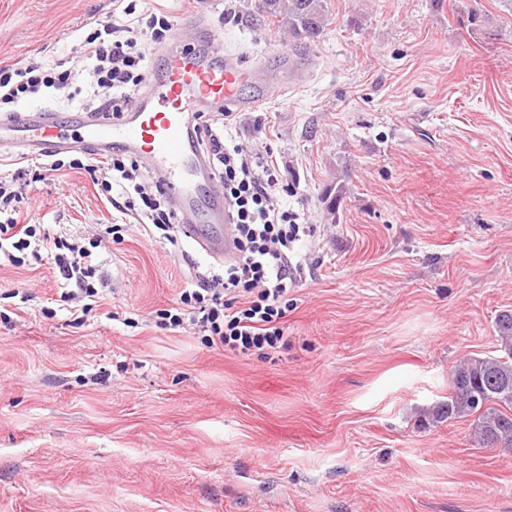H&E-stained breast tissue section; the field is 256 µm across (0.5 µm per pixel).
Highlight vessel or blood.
I'll use <instances>...</instances> for the list:
<instances>
[{"mask_svg": "<svg viewBox=\"0 0 512 512\" xmlns=\"http://www.w3.org/2000/svg\"><path fill=\"white\" fill-rule=\"evenodd\" d=\"M199 25L188 19L173 44L159 52L160 74L150 76L135 107L106 122L84 112H21L0 121V151L23 147L30 153L91 146L107 154L120 149L144 158L176 209L180 234L210 256L231 255L233 232L224 212V189L199 153L194 137L197 113L248 112L256 101L244 86L270 88L265 73L195 42Z\"/></svg>", "mask_w": 512, "mask_h": 512, "instance_id": "1", "label": "vessel or blood"}]
</instances>
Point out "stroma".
<instances>
[{
	"instance_id": "1",
	"label": "stroma",
	"mask_w": 512,
	"mask_h": 512,
	"mask_svg": "<svg viewBox=\"0 0 512 512\" xmlns=\"http://www.w3.org/2000/svg\"><path fill=\"white\" fill-rule=\"evenodd\" d=\"M257 2L148 5L248 64L305 69L246 87L260 103L237 127L315 226L287 347L261 359L157 329L218 262L155 241L87 173L33 183L30 222L100 237L107 285L77 320L50 264L0 267V512H512V453L476 445L472 418L423 422L512 310V6L328 0L302 48ZM474 4L486 27L461 24ZM114 7L0 0V62L61 57Z\"/></svg>"
}]
</instances>
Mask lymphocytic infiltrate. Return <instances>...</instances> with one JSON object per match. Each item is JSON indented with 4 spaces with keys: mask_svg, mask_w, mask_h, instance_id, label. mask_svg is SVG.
<instances>
[{
    "mask_svg": "<svg viewBox=\"0 0 512 512\" xmlns=\"http://www.w3.org/2000/svg\"><path fill=\"white\" fill-rule=\"evenodd\" d=\"M137 2L127 0L119 16L88 27L80 43L81 58L93 74L88 87H79L76 69L59 60L0 67V109L15 112L42 98L66 101L107 120L127 112L147 82L152 56L172 43L175 34L169 15L138 12ZM237 118L234 112H203L197 124L198 146L224 188V210L236 231L235 253L225 260L222 272L183 288L175 306L158 312L157 325L196 330L208 345L232 352L266 355L286 344L298 270L292 259L314 227L288 207L272 157L233 139ZM67 168L108 175L102 189L113 207L134 212L162 239L178 245L175 211L159 180L143 173L141 160L121 150L101 159L91 151L75 150L67 160L46 155L39 166L47 173ZM30 185L25 166L10 178H0V263L21 266L30 257L50 259L62 279L63 300L96 297L105 282L95 254L98 241L41 236L35 225L21 223L20 204Z\"/></svg>",
    "mask_w": 512,
    "mask_h": 512,
    "instance_id": "obj_1",
    "label": "lymphocytic infiltrate"
}]
</instances>
